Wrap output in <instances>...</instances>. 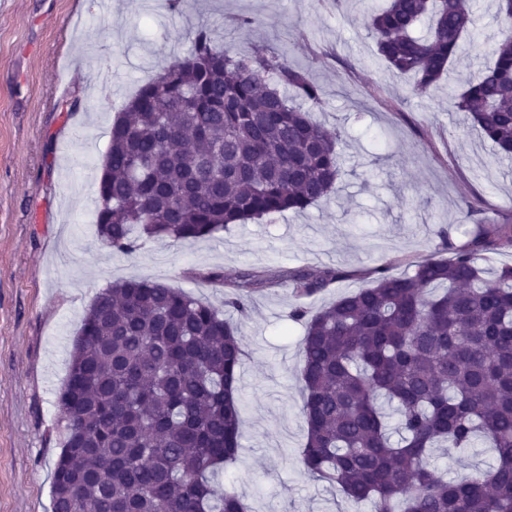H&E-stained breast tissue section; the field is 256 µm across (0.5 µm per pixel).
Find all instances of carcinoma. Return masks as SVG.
<instances>
[{"label":"carcinoma","instance_id":"1","mask_svg":"<svg viewBox=\"0 0 512 512\" xmlns=\"http://www.w3.org/2000/svg\"><path fill=\"white\" fill-rule=\"evenodd\" d=\"M492 61L448 111L512 157V0H496ZM377 55L431 97L477 30L470 0H385L363 14ZM186 55L142 84L112 122L95 213L102 246L210 239L233 224L330 198L340 134L310 118L321 89L278 53L240 55L200 25ZM293 88L301 102L288 96ZM512 246L493 224L449 259L374 268L372 286L305 320L301 378L307 473L374 512H512V265L487 278L483 252ZM341 276H289L308 297ZM274 278L243 272L225 305L243 313ZM237 324L165 283H112L86 311L58 396L66 418L52 512H247L214 477L241 448ZM487 448L488 468L449 480L435 448Z\"/></svg>","mask_w":512,"mask_h":512}]
</instances>
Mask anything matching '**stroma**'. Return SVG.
<instances>
[{
    "instance_id": "obj_1",
    "label": "stroma",
    "mask_w": 512,
    "mask_h": 512,
    "mask_svg": "<svg viewBox=\"0 0 512 512\" xmlns=\"http://www.w3.org/2000/svg\"><path fill=\"white\" fill-rule=\"evenodd\" d=\"M472 2L479 41L453 65L466 79L497 35L493 0ZM363 9L362 0H189L178 12L166 0H0V512H51L70 352L95 296L123 278L182 289L240 327L241 448L221 487L250 512H371L303 466L304 326L291 312L369 287L372 268L400 274L422 257H451L483 227L512 224V164L495 162L444 93L417 97L392 75ZM243 16L263 23L239 26ZM203 23L241 53H283L321 87L311 117L341 135V191L212 240L149 241L131 256L104 248L88 165L102 161L128 98L186 54V32ZM325 266L344 278L296 300L288 275ZM209 271L281 282L242 318L225 308L223 284L203 281Z\"/></svg>"
}]
</instances>
